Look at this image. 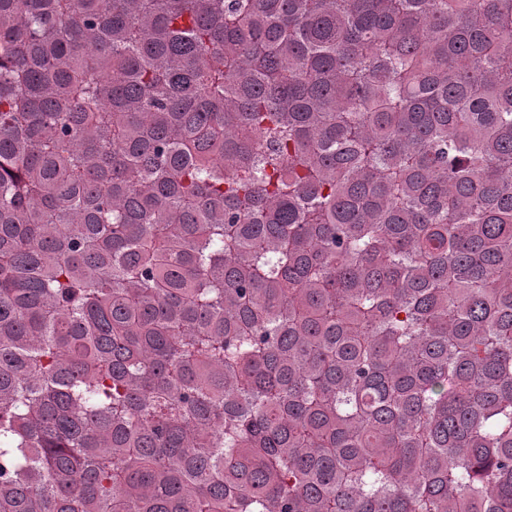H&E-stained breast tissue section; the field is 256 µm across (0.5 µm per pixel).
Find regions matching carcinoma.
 I'll return each instance as SVG.
<instances>
[{
	"mask_svg": "<svg viewBox=\"0 0 512 512\" xmlns=\"http://www.w3.org/2000/svg\"><path fill=\"white\" fill-rule=\"evenodd\" d=\"M0 512H512V0H0Z\"/></svg>",
	"mask_w": 512,
	"mask_h": 512,
	"instance_id": "obj_1",
	"label": "carcinoma"
}]
</instances>
